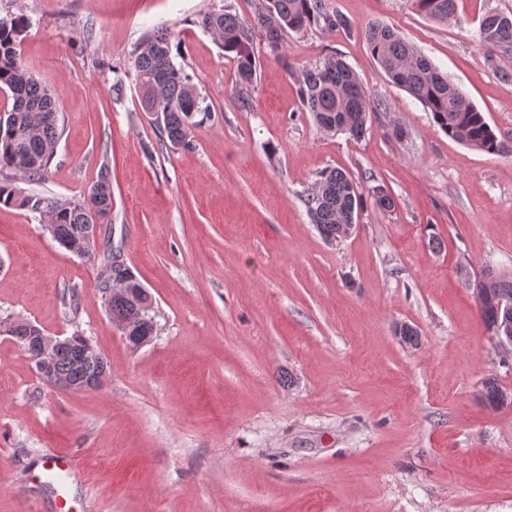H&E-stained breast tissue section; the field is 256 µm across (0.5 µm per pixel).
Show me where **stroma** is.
<instances>
[{"mask_svg": "<svg viewBox=\"0 0 512 512\" xmlns=\"http://www.w3.org/2000/svg\"><path fill=\"white\" fill-rule=\"evenodd\" d=\"M325 3L348 27L290 33L275 53L257 43L243 92L198 19H250L254 0H0V18L26 19L22 64L59 108L47 175L18 186L79 199L108 166L97 242L120 248L157 326L131 350L98 262L0 206V321L81 335L110 366L100 389L59 391L0 334V512H512V353L469 284L512 273V83L496 71L512 58L489 62L474 38L512 0H457L449 21L409 0ZM375 22L458 86L504 152L448 137L386 79L363 37ZM161 29L211 110L187 148L160 135L136 85L134 48ZM334 54L383 105L359 140L321 131L297 94L302 67ZM333 169L362 193L383 186L394 210L367 207L326 241L303 198ZM64 452L62 481L50 465Z\"/></svg>", "mask_w": 512, "mask_h": 512, "instance_id": "35a3bbf8", "label": "stroma"}]
</instances>
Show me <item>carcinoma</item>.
<instances>
[{
	"label": "carcinoma",
	"instance_id": "cac0c4a2",
	"mask_svg": "<svg viewBox=\"0 0 512 512\" xmlns=\"http://www.w3.org/2000/svg\"><path fill=\"white\" fill-rule=\"evenodd\" d=\"M412 5L435 20H448L455 14V0H412ZM200 24L218 38L224 55L236 63L239 86L247 87L256 79V37H261L275 52L282 48L291 31L334 30L347 26V21L328 11L325 0H255V11L249 21L226 9L204 14ZM25 27L22 17L0 21V90L9 93L11 100V107L0 116V205L16 204L33 213L48 214L62 238L71 242L87 239L81 252L93 259L97 226L104 223L112 210L108 166L100 171L95 184L97 194L82 200L25 194L9 177L12 173L30 182L43 179L61 136L56 97L20 61L18 45ZM364 39L384 75L418 100L449 137L490 154L502 150L484 114L396 31L387 25L373 24L365 29ZM477 39L491 59L498 52H512V14L485 13L479 21ZM171 53L169 34H146L136 47V75L142 90L143 111L152 117L160 134L172 146L185 147L197 125L194 118L200 112L199 95L189 75L174 64ZM298 96L320 129L356 140L365 136L371 114L382 107L370 99L354 70L338 55L302 69ZM304 203L312 223L328 241L346 236L347 226L357 223L364 210L363 194L346 173L338 170L324 172ZM103 267L114 273L130 272L121 256L108 245L103 250ZM475 287L486 289L478 296L480 311L488 330L494 331L502 324L505 307L512 304V276L489 270ZM97 288L107 300L112 320L131 318L137 298L120 291L109 293L110 286L102 278L97 280ZM11 331L32 362H38V341L29 325L19 321ZM105 372V359L78 334L54 359V373L78 386L86 377ZM502 398L496 380H486L483 399L487 405L496 406Z\"/></svg>",
	"mask_w": 512,
	"mask_h": 512
}]
</instances>
